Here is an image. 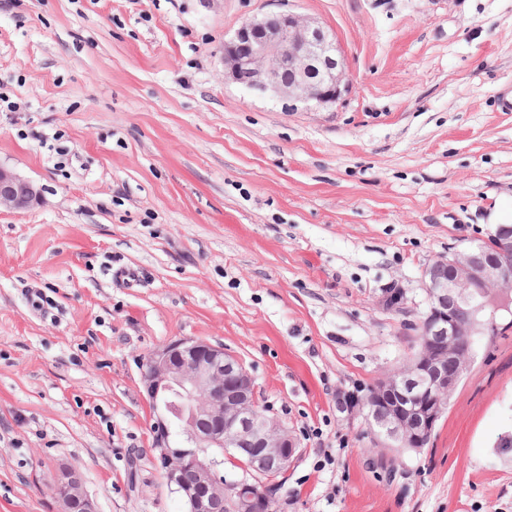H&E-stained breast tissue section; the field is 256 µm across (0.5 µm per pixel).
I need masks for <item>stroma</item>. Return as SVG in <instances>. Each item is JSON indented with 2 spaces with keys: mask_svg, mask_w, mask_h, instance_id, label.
<instances>
[{
  "mask_svg": "<svg viewBox=\"0 0 512 512\" xmlns=\"http://www.w3.org/2000/svg\"><path fill=\"white\" fill-rule=\"evenodd\" d=\"M287 9L335 35L333 106L224 79V40ZM512 0H11L0 8V512H184L141 365L224 346L300 452L278 512H512V315L430 443L396 456L337 397L412 354L423 268L512 224ZM131 268L128 287L113 277ZM407 291L403 312L377 303ZM38 197L32 182L0 166V208L25 209L36 203ZM406 301L405 289L397 283H393L381 290L378 296L379 304L388 311L400 312L404 309ZM53 490L64 505L63 512H97L95 503L85 494L75 472L60 470L54 479Z\"/></svg>",
  "mask_w": 512,
  "mask_h": 512,
  "instance_id": "stroma-1",
  "label": "stroma"
}]
</instances>
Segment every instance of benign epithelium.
I'll list each match as a JSON object with an SVG mask.
<instances>
[{
    "label": "benign epithelium",
    "mask_w": 512,
    "mask_h": 512,
    "mask_svg": "<svg viewBox=\"0 0 512 512\" xmlns=\"http://www.w3.org/2000/svg\"><path fill=\"white\" fill-rule=\"evenodd\" d=\"M224 79L308 111L335 105L350 88L335 36L289 10L248 19L224 41ZM38 197L32 182L0 166V207L25 209ZM494 238L493 252H452L422 270L421 340L404 367L376 383L386 441L416 452L426 447L468 369L473 337L492 335L498 313L512 310V225H498ZM405 301L397 283L378 296L388 311H402ZM460 304L474 305L466 325L452 313ZM142 384L154 418L155 462L185 512H222L229 494L233 512H274L276 478L296 460L299 443L260 407L240 358L221 345L180 338L145 357ZM53 490L64 512H97L75 472L59 471Z\"/></svg>",
    "instance_id": "obj_1"
}]
</instances>
